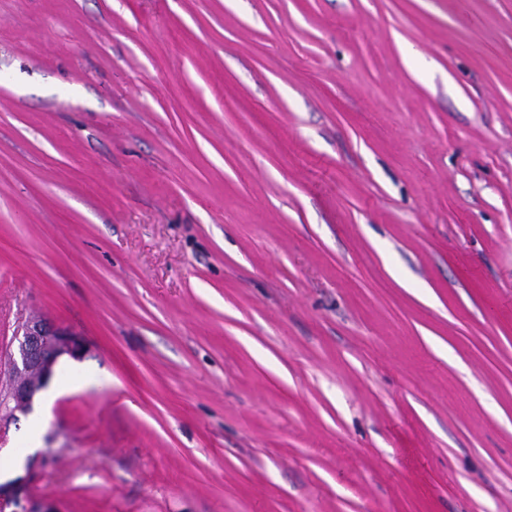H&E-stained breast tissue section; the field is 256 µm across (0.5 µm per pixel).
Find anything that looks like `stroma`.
I'll return each instance as SVG.
<instances>
[{
	"mask_svg": "<svg viewBox=\"0 0 512 512\" xmlns=\"http://www.w3.org/2000/svg\"><path fill=\"white\" fill-rule=\"evenodd\" d=\"M35 314L58 512H512V0H0Z\"/></svg>",
	"mask_w": 512,
	"mask_h": 512,
	"instance_id": "obj_1",
	"label": "stroma"
}]
</instances>
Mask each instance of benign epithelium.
I'll list each match as a JSON object with an SVG mask.
<instances>
[{"label":"benign epithelium","instance_id":"obj_1","mask_svg":"<svg viewBox=\"0 0 512 512\" xmlns=\"http://www.w3.org/2000/svg\"><path fill=\"white\" fill-rule=\"evenodd\" d=\"M16 351L9 354L7 380L0 386V429L32 409L36 396L51 379L59 359L77 357L83 349L80 334L45 316H31L13 333ZM30 477L0 483V512H58L50 502L37 503L29 493Z\"/></svg>","mask_w":512,"mask_h":512}]
</instances>
